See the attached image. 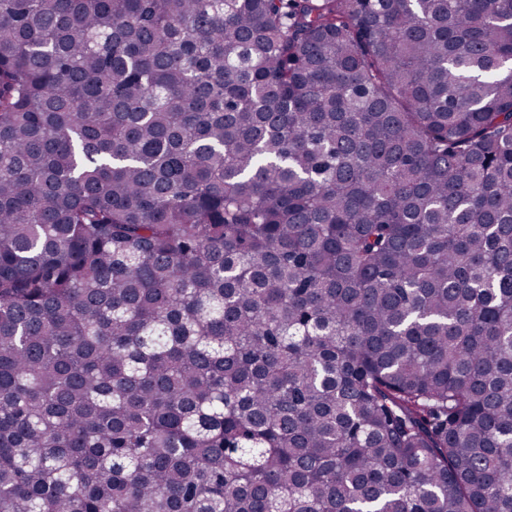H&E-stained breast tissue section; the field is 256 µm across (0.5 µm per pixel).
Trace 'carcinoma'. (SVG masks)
<instances>
[{
    "mask_svg": "<svg viewBox=\"0 0 512 512\" xmlns=\"http://www.w3.org/2000/svg\"><path fill=\"white\" fill-rule=\"evenodd\" d=\"M0 512H512V0H0Z\"/></svg>",
    "mask_w": 512,
    "mask_h": 512,
    "instance_id": "1",
    "label": "carcinoma"
}]
</instances>
